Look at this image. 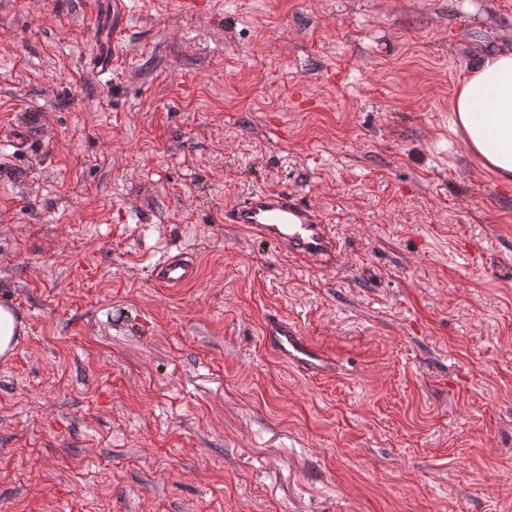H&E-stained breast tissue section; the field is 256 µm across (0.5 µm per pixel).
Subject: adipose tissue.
<instances>
[{"label": "adipose tissue", "mask_w": 512, "mask_h": 512, "mask_svg": "<svg viewBox=\"0 0 512 512\" xmlns=\"http://www.w3.org/2000/svg\"><path fill=\"white\" fill-rule=\"evenodd\" d=\"M448 129L498 182L512 185V51L484 55L466 68L450 103Z\"/></svg>", "instance_id": "ef3b65f1"}]
</instances>
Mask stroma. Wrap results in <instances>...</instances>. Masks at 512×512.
Instances as JSON below:
<instances>
[{
  "instance_id": "1",
  "label": "stroma",
  "mask_w": 512,
  "mask_h": 512,
  "mask_svg": "<svg viewBox=\"0 0 512 512\" xmlns=\"http://www.w3.org/2000/svg\"><path fill=\"white\" fill-rule=\"evenodd\" d=\"M110 2L0 0V512H512V186L448 130L512 0H125L102 75ZM269 187L334 263L225 223ZM122 1L124 0L112 1V30L107 36V41L103 42L102 40L97 47V56L99 58L97 71L99 73H107L112 70V51L115 53L116 45L119 44L124 29L123 17H116L114 6L116 4L121 5ZM102 44H104V46ZM195 267L192 260L175 255L167 258L153 269L154 281L163 286H177L193 277ZM22 327L21 320L9 308L0 306V356L11 352ZM264 338L269 349L305 375L321 377L336 371L335 358L303 336L298 326L287 319H269Z\"/></svg>"
}]
</instances>
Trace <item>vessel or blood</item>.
<instances>
[{
    "label": "vessel or blood",
    "mask_w": 512,
    "mask_h": 512,
    "mask_svg": "<svg viewBox=\"0 0 512 512\" xmlns=\"http://www.w3.org/2000/svg\"><path fill=\"white\" fill-rule=\"evenodd\" d=\"M122 33V19L113 18L104 45L97 48L98 72L111 71L112 53ZM225 221L244 225L257 239L302 260L327 264L336 256L337 241L331 225L326 224L303 198L285 189L252 193L226 213ZM194 273L192 260L175 255L158 264L153 277L160 285L177 286L191 279ZM264 338L269 349L305 375L321 377L336 369L335 358L303 336L298 326L286 319H269Z\"/></svg>",
    "instance_id": "1"
}]
</instances>
